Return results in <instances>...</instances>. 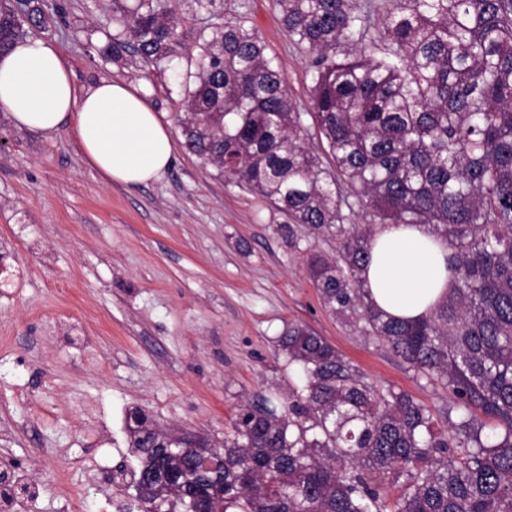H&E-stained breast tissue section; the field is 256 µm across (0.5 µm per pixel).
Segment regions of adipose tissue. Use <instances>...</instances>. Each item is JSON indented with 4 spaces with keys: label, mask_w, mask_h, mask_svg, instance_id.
Instances as JSON below:
<instances>
[{
    "label": "adipose tissue",
    "mask_w": 512,
    "mask_h": 512,
    "mask_svg": "<svg viewBox=\"0 0 512 512\" xmlns=\"http://www.w3.org/2000/svg\"><path fill=\"white\" fill-rule=\"evenodd\" d=\"M0 109L17 127L53 134L71 125L88 163L107 183L135 187L170 166L175 142L145 94L132 84L104 80L77 95L53 40L27 37L0 54ZM448 249L416 224H390L374 238L365 277L377 304L415 320L448 292Z\"/></svg>",
    "instance_id": "adipose-tissue-1"
}]
</instances>
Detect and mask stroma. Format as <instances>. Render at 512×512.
<instances>
[{
  "label": "stroma",
  "instance_id": "1",
  "mask_svg": "<svg viewBox=\"0 0 512 512\" xmlns=\"http://www.w3.org/2000/svg\"><path fill=\"white\" fill-rule=\"evenodd\" d=\"M46 5L63 10L46 36L77 93L104 79L142 84V64L96 50L110 0ZM240 13L309 110L308 59L275 0H224L225 16ZM152 79L176 151L137 187L104 182L71 126L48 137L0 110V460L14 461L20 488L7 512H66L71 490L86 512H139L135 488L105 477L130 459L127 410L223 438L239 408L286 385L276 338L291 322L438 419L456 409L444 388L322 305L305 254L277 230L285 216L186 149L178 89L168 74Z\"/></svg>",
  "mask_w": 512,
  "mask_h": 512
}]
</instances>
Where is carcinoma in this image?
Masks as SVG:
<instances>
[{
	"label": "carcinoma",
	"instance_id": "cac0c4a2",
	"mask_svg": "<svg viewBox=\"0 0 512 512\" xmlns=\"http://www.w3.org/2000/svg\"><path fill=\"white\" fill-rule=\"evenodd\" d=\"M21 2L0 0V53L49 28L44 0ZM222 3L112 0L115 33L97 51L172 70L186 148L285 215L277 231L305 251L324 307L462 414L440 426L290 323L277 338L288 389L239 410L222 440L194 434L217 469L173 445L182 430L128 410L144 512H512V0H391L382 16L373 0H276L309 58L306 113L247 16L224 18ZM183 18L199 23L185 51ZM387 224L448 244V294L422 320L365 289Z\"/></svg>",
	"mask_w": 512,
	"mask_h": 512
}]
</instances>
